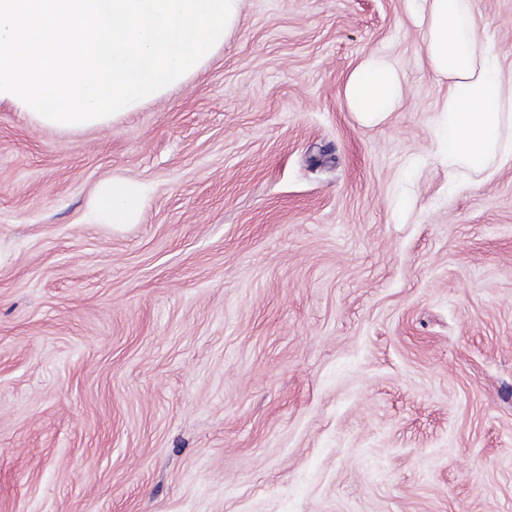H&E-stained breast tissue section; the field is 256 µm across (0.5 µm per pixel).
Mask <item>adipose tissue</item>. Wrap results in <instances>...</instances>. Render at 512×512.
<instances>
[{
  "label": "adipose tissue",
  "instance_id": "adipose-tissue-1",
  "mask_svg": "<svg viewBox=\"0 0 512 512\" xmlns=\"http://www.w3.org/2000/svg\"><path fill=\"white\" fill-rule=\"evenodd\" d=\"M423 48L433 72L447 79L438 141L449 170L494 174L512 161V75L499 69L494 45L481 28L475 0H420ZM403 92L396 64L368 55L349 75L344 96L367 123L384 120ZM139 184L108 179L93 209L114 227L134 223L143 206Z\"/></svg>",
  "mask_w": 512,
  "mask_h": 512
}]
</instances>
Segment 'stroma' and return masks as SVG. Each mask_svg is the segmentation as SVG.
Returning a JSON list of instances; mask_svg holds the SVG:
<instances>
[{"label":"stroma","mask_w":512,"mask_h":512,"mask_svg":"<svg viewBox=\"0 0 512 512\" xmlns=\"http://www.w3.org/2000/svg\"><path fill=\"white\" fill-rule=\"evenodd\" d=\"M475 2L511 74L512 0ZM415 8L241 0L109 126L0 105V512H512V163H441ZM402 92L396 64L376 54L368 55L353 70L344 87L349 109L367 123L384 120L398 104ZM143 201L144 195L139 184L112 178L98 186L92 204L105 224L118 228L124 224H133L138 219Z\"/></svg>","instance_id":"1"}]
</instances>
